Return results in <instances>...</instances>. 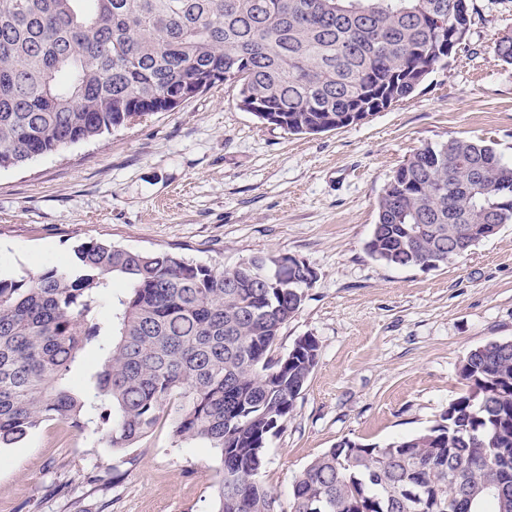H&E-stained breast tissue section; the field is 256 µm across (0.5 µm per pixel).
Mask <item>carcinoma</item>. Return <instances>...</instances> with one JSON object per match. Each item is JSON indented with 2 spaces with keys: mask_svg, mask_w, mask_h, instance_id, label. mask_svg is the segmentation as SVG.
I'll return each mask as SVG.
<instances>
[{
  "mask_svg": "<svg viewBox=\"0 0 512 512\" xmlns=\"http://www.w3.org/2000/svg\"><path fill=\"white\" fill-rule=\"evenodd\" d=\"M468 0H0V169L129 124L118 104L162 108L196 74H224L246 112H276L290 134L350 125V113L409 98L448 65ZM494 52L512 65V36ZM512 223V160L484 140L416 150L378 201L367 253L438 267ZM76 273L0 278V448L46 421L97 423L122 450L183 401L175 433L215 450L217 512H273L262 481L270 436L288 422L318 342L273 352L313 277L271 275L273 258L218 269L166 251L90 240ZM126 281L97 318L111 281ZM88 350L99 369L74 372ZM466 391L441 422L383 446L344 438L294 480L290 512H512V340L470 350Z\"/></svg>",
  "mask_w": 512,
  "mask_h": 512,
  "instance_id": "obj_1",
  "label": "carcinoma"
}]
</instances>
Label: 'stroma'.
<instances>
[{"mask_svg": "<svg viewBox=\"0 0 512 512\" xmlns=\"http://www.w3.org/2000/svg\"><path fill=\"white\" fill-rule=\"evenodd\" d=\"M466 45L404 101L362 122L292 135L220 84L174 111L0 169V276L74 266L91 239L213 267L287 255L314 281L276 355L303 336L318 362L263 481L288 512L295 477L342 438L383 445L440 422L468 351L512 339V224L447 265L388 266L365 250L377 204L417 149L484 139L512 159V0H471ZM222 464L174 434L172 412L122 452L48 421L0 448V512H215Z\"/></svg>", "mask_w": 512, "mask_h": 512, "instance_id": "1", "label": "stroma"}]
</instances>
